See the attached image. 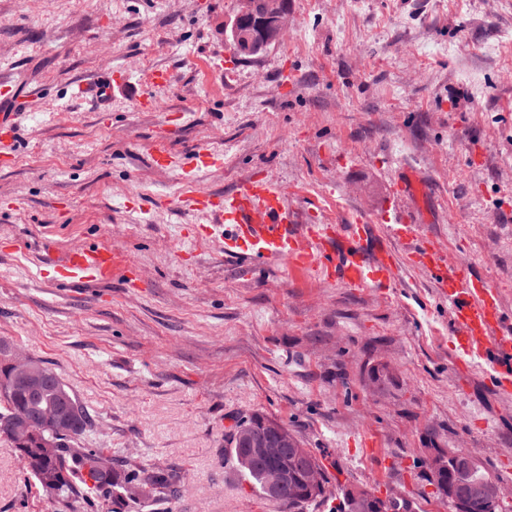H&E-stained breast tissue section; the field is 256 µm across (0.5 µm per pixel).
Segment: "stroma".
Listing matches in <instances>:
<instances>
[{
	"label": "stroma",
	"instance_id": "obj_1",
	"mask_svg": "<svg viewBox=\"0 0 512 512\" xmlns=\"http://www.w3.org/2000/svg\"><path fill=\"white\" fill-rule=\"evenodd\" d=\"M236 5L0 0V80L24 108L0 165V339L79 397L90 447L181 472L154 512H278L224 465L229 426L254 411L287 424L332 485L448 512L423 473L435 446L471 451L512 504V395L480 359L460 373L423 272L381 290L281 262L249 271L212 217L181 206V170L151 160L209 151L221 163L197 189L262 176L302 223L401 212L512 314V0H288L278 42L249 60L229 40ZM106 70L126 80L108 110L73 98ZM146 92L156 110L138 108ZM410 178L425 195L396 199ZM45 241L111 245L138 285H58ZM379 365L390 383L371 382ZM0 512L100 509L45 496L0 444Z\"/></svg>",
	"mask_w": 512,
	"mask_h": 512
}]
</instances>
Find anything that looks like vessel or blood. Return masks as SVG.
<instances>
[{
  "label": "vessel or blood",
  "instance_id": "b4317fda",
  "mask_svg": "<svg viewBox=\"0 0 512 512\" xmlns=\"http://www.w3.org/2000/svg\"><path fill=\"white\" fill-rule=\"evenodd\" d=\"M115 89L111 74L75 83L78 97L107 103ZM18 123L0 114V160L9 161ZM183 205L213 213L224 226V253L252 264L286 262L291 270L312 271L324 282L351 288H391L403 268L427 272L440 299L447 301L453 348L461 355L488 362L499 393L512 392V318L502 311L496 289L467 267L452 265L441 244L422 236L401 215L385 216L386 237L406 246L396 255L373 238L375 227L359 219L352 224H298L284 203L283 189L261 177L246 181L233 193L216 198L187 187ZM59 283L107 282L115 270L111 246L69 247L54 260Z\"/></svg>",
  "mask_w": 512,
  "mask_h": 512
}]
</instances>
